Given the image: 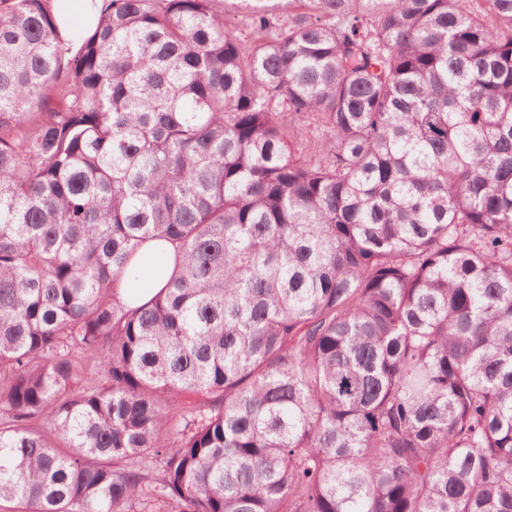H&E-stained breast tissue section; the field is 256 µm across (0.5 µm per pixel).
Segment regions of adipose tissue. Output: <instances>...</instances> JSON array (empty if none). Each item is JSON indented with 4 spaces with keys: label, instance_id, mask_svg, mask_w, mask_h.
<instances>
[{
    "label": "adipose tissue",
    "instance_id": "adipose-tissue-1",
    "mask_svg": "<svg viewBox=\"0 0 512 512\" xmlns=\"http://www.w3.org/2000/svg\"><path fill=\"white\" fill-rule=\"evenodd\" d=\"M100 0H52L56 15L66 40L74 38L84 29L94 26ZM174 249L171 245L154 241L145 243L136 260L132 285L126 291L131 306L151 301L165 286L173 266Z\"/></svg>",
    "mask_w": 512,
    "mask_h": 512
}]
</instances>
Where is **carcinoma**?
Wrapping results in <instances>:
<instances>
[{
	"label": "carcinoma",
	"instance_id": "cac0c4a2",
	"mask_svg": "<svg viewBox=\"0 0 512 512\" xmlns=\"http://www.w3.org/2000/svg\"><path fill=\"white\" fill-rule=\"evenodd\" d=\"M49 3L0 0V505L512 512V0ZM51 8L63 37L72 41L84 29L94 26L100 0H51ZM173 257L174 249L169 244L150 241L142 246L134 261L136 274L128 277L132 285L126 297L132 307L148 303L165 287Z\"/></svg>",
	"mask_w": 512,
	"mask_h": 512
}]
</instances>
